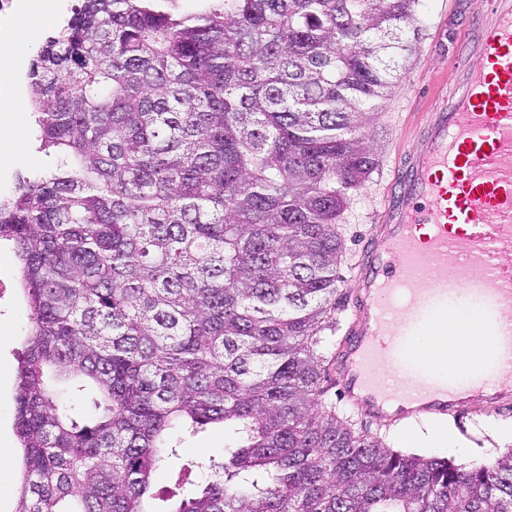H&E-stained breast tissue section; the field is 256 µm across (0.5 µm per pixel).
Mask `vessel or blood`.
<instances>
[{
  "mask_svg": "<svg viewBox=\"0 0 512 512\" xmlns=\"http://www.w3.org/2000/svg\"><path fill=\"white\" fill-rule=\"evenodd\" d=\"M480 27L449 74L448 102L406 158L397 197L361 269L338 385L368 421L391 426L468 404L512 403V0H479ZM483 344L466 370L433 368L422 333L447 335L463 310ZM390 359L398 375L377 371Z\"/></svg>",
  "mask_w": 512,
  "mask_h": 512,
  "instance_id": "b4317fda",
  "label": "vessel or blood"
}]
</instances>
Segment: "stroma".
Segmentation results:
<instances>
[{
    "label": "stroma",
    "mask_w": 512,
    "mask_h": 512,
    "mask_svg": "<svg viewBox=\"0 0 512 512\" xmlns=\"http://www.w3.org/2000/svg\"><path fill=\"white\" fill-rule=\"evenodd\" d=\"M58 15L47 17L42 25L20 24V34L6 51L11 64L0 69V84L13 86L20 100H27V72L48 35L59 30L71 17L72 6L82 0H58ZM477 0H424L426 35L419 53L401 78L398 88L384 101L370 133L380 153V165L370 179L352 197L341 221L345 252L339 267L341 281L338 324L329 338L340 343L352 316L351 299L359 287L356 263L376 224L382 223L386 198L397 192L394 173L418 141L415 129L448 99V74L461 52V41L469 32ZM0 128L13 131L12 162L0 167V195L15 190L18 176L35 178L49 170L53 157L38 150L37 132L31 112H0ZM28 333L27 308L23 298H16L0 313V446L17 448L13 430L17 353ZM495 420L512 422V411H494L485 404L468 406L451 422L475 447L466 464H484L506 451L508 444L493 441L484 425Z\"/></svg>",
    "instance_id": "stroma-1"
}]
</instances>
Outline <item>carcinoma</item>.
<instances>
[{
    "instance_id": "1",
    "label": "carcinoma",
    "mask_w": 512,
    "mask_h": 512,
    "mask_svg": "<svg viewBox=\"0 0 512 512\" xmlns=\"http://www.w3.org/2000/svg\"><path fill=\"white\" fill-rule=\"evenodd\" d=\"M84 0L28 72L39 149L0 201L29 333L14 512H155L185 433L224 456L166 512H512V448L458 466L341 417L338 221L423 0ZM180 450L181 459L184 460L198 456L222 457L224 453V430L221 426L207 427L203 432L188 437Z\"/></svg>"
}]
</instances>
